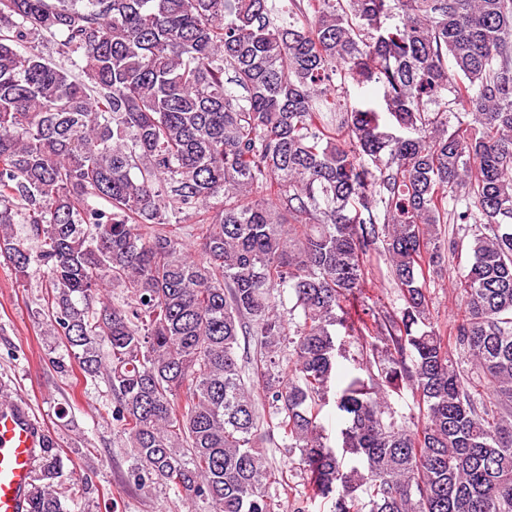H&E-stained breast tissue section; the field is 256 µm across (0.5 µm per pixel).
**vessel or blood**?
Listing matches in <instances>:
<instances>
[{
    "label": "vessel or blood",
    "instance_id": "b4317fda",
    "mask_svg": "<svg viewBox=\"0 0 512 512\" xmlns=\"http://www.w3.org/2000/svg\"><path fill=\"white\" fill-rule=\"evenodd\" d=\"M46 435L23 407L0 404V512H28Z\"/></svg>",
    "mask_w": 512,
    "mask_h": 512
}]
</instances>
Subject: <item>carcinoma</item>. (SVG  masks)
I'll list each match as a JSON object with an SVG mask.
<instances>
[{
	"label": "carcinoma",
	"instance_id": "1",
	"mask_svg": "<svg viewBox=\"0 0 512 512\" xmlns=\"http://www.w3.org/2000/svg\"><path fill=\"white\" fill-rule=\"evenodd\" d=\"M268 2L0 0V257L43 270L138 479L193 512H273L276 432L308 478L290 512H512V0ZM463 252L445 329L430 284ZM338 327L363 374L334 392ZM65 466L48 440L30 512H65ZM379 268L376 270L374 277L368 284L367 288H370L371 294L374 295L376 300L379 299L378 305H384L388 308L391 306H398L399 300H397V293L387 277L386 265L382 258L378 259Z\"/></svg>",
	"mask_w": 512,
	"mask_h": 512
}]
</instances>
